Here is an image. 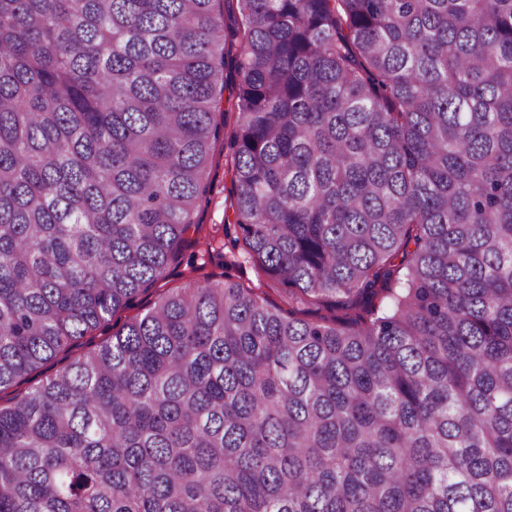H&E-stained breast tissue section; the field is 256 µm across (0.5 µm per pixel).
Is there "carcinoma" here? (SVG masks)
I'll list each match as a JSON object with an SVG mask.
<instances>
[{"mask_svg":"<svg viewBox=\"0 0 512 512\" xmlns=\"http://www.w3.org/2000/svg\"><path fill=\"white\" fill-rule=\"evenodd\" d=\"M220 2L0 0V391L178 258L233 42L288 296L161 293L0 405V512H512V0Z\"/></svg>","mask_w":512,"mask_h":512,"instance_id":"carcinoma-1","label":"carcinoma"}]
</instances>
